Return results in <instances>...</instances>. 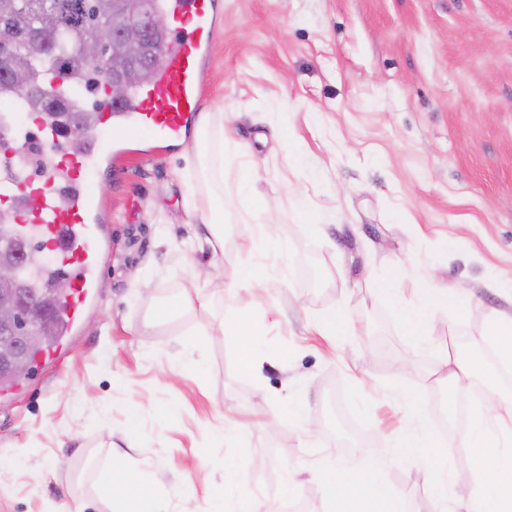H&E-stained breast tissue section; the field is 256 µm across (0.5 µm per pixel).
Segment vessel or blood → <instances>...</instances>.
<instances>
[{
	"label": "vessel or blood",
	"mask_w": 512,
	"mask_h": 512,
	"mask_svg": "<svg viewBox=\"0 0 512 512\" xmlns=\"http://www.w3.org/2000/svg\"><path fill=\"white\" fill-rule=\"evenodd\" d=\"M161 8L187 26L188 33L166 39L162 45L164 68L128 101L96 113L94 127L99 132L122 128L173 144L194 127L200 85L210 60L217 3L162 0ZM62 136L61 128L55 126L45 131L37 173L11 168L4 178V196L15 203L14 235L44 241L50 252L57 254L59 269L69 273L59 333L70 336L81 329L84 310L99 294L100 266L109 240L103 226L92 220L96 199L83 187L85 171L99 167L102 157L91 151H65Z\"/></svg>",
	"instance_id": "obj_1"
}]
</instances>
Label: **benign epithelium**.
Returning <instances> with one entry per match:
<instances>
[{
	"label": "benign epithelium",
	"mask_w": 512,
	"mask_h": 512,
	"mask_svg": "<svg viewBox=\"0 0 512 512\" xmlns=\"http://www.w3.org/2000/svg\"><path fill=\"white\" fill-rule=\"evenodd\" d=\"M166 29L167 16L149 11L130 15L128 25L120 32L104 24L83 29L82 51L92 62L104 60L103 49L111 44L120 42L125 47L123 56L108 67L102 105L123 101L142 68L160 70L164 67V55L154 47L150 34ZM24 39H30V35L13 26L10 2L0 0V44L5 46ZM27 257L28 248L22 245L16 249L13 261L0 263V385L3 387L14 385L22 373L12 361L16 352H32L55 340L47 335L50 322L42 299L30 295L18 281V269Z\"/></svg>",
	"instance_id": "obj_1"
}]
</instances>
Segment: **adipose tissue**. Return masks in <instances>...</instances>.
<instances>
[{
    "instance_id": "obj_1",
    "label": "adipose tissue",
    "mask_w": 512,
    "mask_h": 512,
    "mask_svg": "<svg viewBox=\"0 0 512 512\" xmlns=\"http://www.w3.org/2000/svg\"><path fill=\"white\" fill-rule=\"evenodd\" d=\"M197 173L208 188L207 203L202 219L207 225L210 246L224 244V160L239 158L241 151L233 147L232 136L224 127L220 112L201 113L198 123ZM409 284L418 293L416 303H403L399 287ZM393 303L399 304L408 335L427 336L438 309L454 306L467 309L469 301L448 286L427 279H409L403 270H396L391 284L382 288ZM224 330L238 336L244 349L241 359L243 372L261 378L268 357L260 348L257 330L246 316L225 321ZM439 368L448 383L446 393L452 394L471 378H481L489 389H497L495 373L473 360L442 356ZM492 423L512 424V397L496 400L487 419L474 422L467 431L463 445L471 450V466L465 471L444 467L431 470V501L433 512H512V451L487 452L488 426ZM330 507L328 512H414L411 500L390 486L369 466L343 469L324 468L320 473ZM459 487L457 496H449V487ZM98 495L106 500L120 495L122 512H149L152 500L149 486L134 472L110 468L97 483Z\"/></svg>"
}]
</instances>
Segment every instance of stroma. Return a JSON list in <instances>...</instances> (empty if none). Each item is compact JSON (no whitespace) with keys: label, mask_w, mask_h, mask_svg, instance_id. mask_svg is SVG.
<instances>
[{"label":"stroma","mask_w":512,"mask_h":512,"mask_svg":"<svg viewBox=\"0 0 512 512\" xmlns=\"http://www.w3.org/2000/svg\"><path fill=\"white\" fill-rule=\"evenodd\" d=\"M199 111L224 113L250 146L254 213L224 170V249L194 203L195 138L126 135L121 161L89 173L112 250L103 288L56 363L0 389V512H120L96 492L109 465L137 471L165 512H212L210 483L238 458L236 512H326L315 464L374 465L431 512L428 462L398 459L401 430L456 445L493 398L482 380L445 398L438 342L488 348L486 315L512 280V0H222ZM306 163L288 162L289 148ZM323 216L320 229L294 199ZM274 222L284 253L251 238ZM267 273L256 297L238 270ZM468 295L438 311L430 343L408 336L378 286L393 266ZM206 282L209 306L184 312ZM346 306L342 345L314 319ZM171 315L154 318L157 308ZM251 312L271 361L239 368L222 320ZM202 366L187 370L190 345ZM303 420L293 423L290 403ZM249 428L224 436L226 418ZM292 493H285L287 481ZM192 494H182V487Z\"/></svg>","instance_id":"1"}]
</instances>
